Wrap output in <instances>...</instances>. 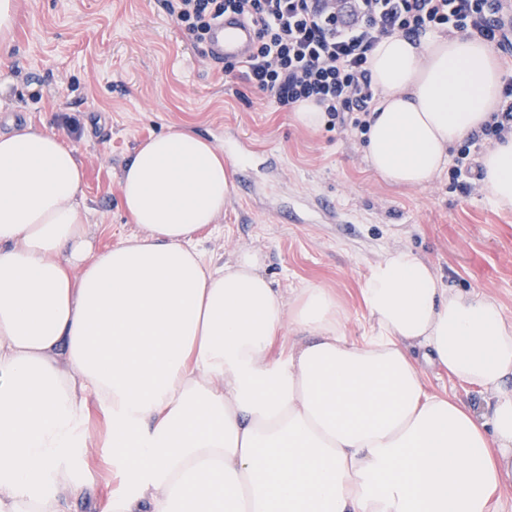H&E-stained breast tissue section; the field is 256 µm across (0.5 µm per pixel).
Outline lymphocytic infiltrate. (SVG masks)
<instances>
[{
	"label": "lymphocytic infiltrate",
	"mask_w": 512,
	"mask_h": 512,
	"mask_svg": "<svg viewBox=\"0 0 512 512\" xmlns=\"http://www.w3.org/2000/svg\"><path fill=\"white\" fill-rule=\"evenodd\" d=\"M168 15L203 45L213 23L234 13L251 22L256 43L237 68L282 108L318 104L329 128L365 138L376 93L369 56L389 35L465 33L512 54V0H165ZM512 136V78L501 108L451 152L448 179L463 194L481 187L483 146Z\"/></svg>",
	"instance_id": "1"
}]
</instances>
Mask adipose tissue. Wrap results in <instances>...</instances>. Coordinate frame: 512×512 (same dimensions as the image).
I'll use <instances>...</instances> for the list:
<instances>
[{
	"instance_id": "1",
	"label": "adipose tissue",
	"mask_w": 512,
	"mask_h": 512,
	"mask_svg": "<svg viewBox=\"0 0 512 512\" xmlns=\"http://www.w3.org/2000/svg\"><path fill=\"white\" fill-rule=\"evenodd\" d=\"M369 69L367 160L408 188L446 169L512 76L481 40L441 33L385 37ZM479 164L512 210V138ZM120 187L138 231L95 249L74 149L0 132V512H66L81 494L54 476L91 400L130 476L109 512H494L512 486V323L495 299L391 248L355 340L330 289L285 299L259 251L222 263L194 242L233 190L208 140L140 143ZM425 365L480 399L428 391Z\"/></svg>"
}]
</instances>
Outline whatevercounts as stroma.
I'll use <instances>...</instances> for the list:
<instances>
[{
  "instance_id": "stroma-1",
  "label": "stroma",
  "mask_w": 512,
  "mask_h": 512,
  "mask_svg": "<svg viewBox=\"0 0 512 512\" xmlns=\"http://www.w3.org/2000/svg\"><path fill=\"white\" fill-rule=\"evenodd\" d=\"M70 116L80 133L68 134ZM11 125L53 131L76 151L98 248L136 230L119 176L139 143L185 129L220 148L231 131L249 144L255 191L247 202L231 196L218 232H199L207 253L229 258L252 248L275 287L332 289L354 339L370 331L360 288L393 247L413 250L446 285L496 299L512 321V211L485 192L461 194L444 174L422 188L388 185L368 167L362 140L295 124L243 77L202 56L162 0H19L11 51L0 55V129ZM318 198L335 205L338 223L311 209ZM68 473L83 484L69 512H106L128 488L99 404L89 406L84 446Z\"/></svg>"
}]
</instances>
